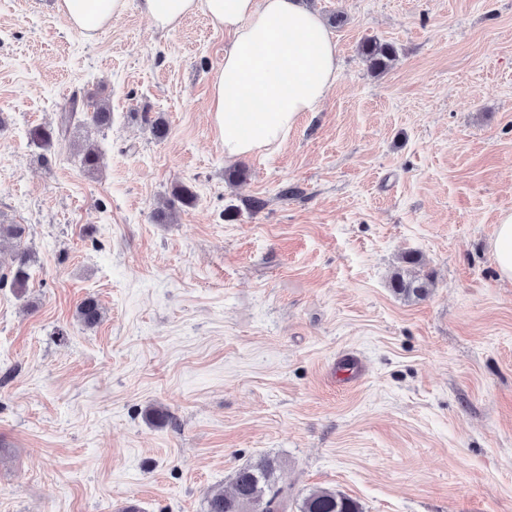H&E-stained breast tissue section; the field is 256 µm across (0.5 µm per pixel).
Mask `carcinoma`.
<instances>
[{
	"label": "carcinoma",
	"mask_w": 512,
	"mask_h": 512,
	"mask_svg": "<svg viewBox=\"0 0 512 512\" xmlns=\"http://www.w3.org/2000/svg\"><path fill=\"white\" fill-rule=\"evenodd\" d=\"M361 57L368 64L373 74H381L388 70L397 58L395 47L375 39H369L359 48ZM92 111L87 113L89 124L97 129L111 126L112 112L106 100L95 99L91 104ZM78 109L77 98H72L68 112L64 113L60 123L55 127L35 126L28 132L30 142L42 150L40 158L48 161L47 154L56 146L66 141L72 120ZM81 164L92 172L98 168L99 153L94 143L85 140L80 147ZM196 195L187 186L175 189L171 198L166 200L163 209L157 211L155 219L160 224L167 223L180 208L192 205ZM26 227L22 224H0V247L8 245L13 251L9 275L0 277V284L11 281V286L23 291L30 279L32 262L28 249L23 247ZM410 266L406 272H397L391 280L394 291L405 297L425 295L428 283L414 270L419 264L416 257L404 258ZM77 317L87 328L97 326L102 319V310L98 300L93 296L84 298L77 307ZM277 466L269 459H261L254 464L240 468L233 482V489L226 494L214 491L207 498L206 512H287L288 491L276 486ZM298 512H362L360 504L354 499L329 488L309 491L298 504Z\"/></svg>",
	"instance_id": "carcinoma-1"
}]
</instances>
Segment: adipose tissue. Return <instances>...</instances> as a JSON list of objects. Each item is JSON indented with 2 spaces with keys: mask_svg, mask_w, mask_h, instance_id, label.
I'll return each instance as SVG.
<instances>
[{
  "mask_svg": "<svg viewBox=\"0 0 512 512\" xmlns=\"http://www.w3.org/2000/svg\"><path fill=\"white\" fill-rule=\"evenodd\" d=\"M125 6L126 0L60 2L71 26L87 35ZM141 7L160 29L200 12L229 34L211 105L227 158L278 147L338 78L336 44L319 14L299 0H142Z\"/></svg>",
  "mask_w": 512,
  "mask_h": 512,
  "instance_id": "ef3b65f1",
  "label": "adipose tissue"
}]
</instances>
